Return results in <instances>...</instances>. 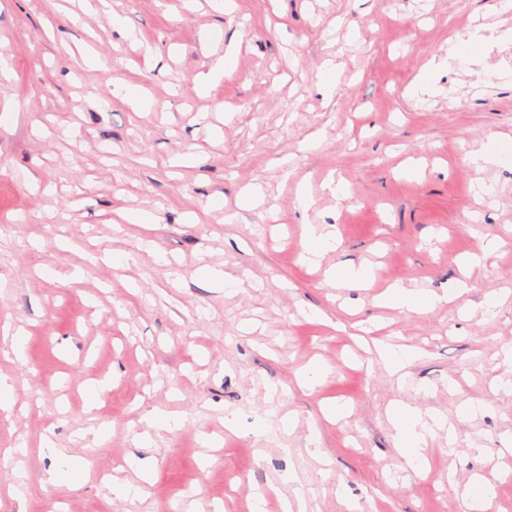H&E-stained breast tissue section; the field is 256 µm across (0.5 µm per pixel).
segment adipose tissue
Instances as JSON below:
<instances>
[{"mask_svg":"<svg viewBox=\"0 0 512 512\" xmlns=\"http://www.w3.org/2000/svg\"><path fill=\"white\" fill-rule=\"evenodd\" d=\"M468 288L467 282H458L455 288L449 289L447 297L444 298L451 301L458 299L467 292ZM444 298L396 285L387 289L381 301L384 305L406 313H422L433 310ZM390 419L408 465L415 473H423L428 465L429 441L436 427L440 425L439 419L435 415L405 405L395 406L391 411Z\"/></svg>","mask_w":512,"mask_h":512,"instance_id":"adipose-tissue-1","label":"adipose tissue"}]
</instances>
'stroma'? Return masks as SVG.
<instances>
[{
	"label": "stroma",
	"mask_w": 512,
	"mask_h": 512,
	"mask_svg": "<svg viewBox=\"0 0 512 512\" xmlns=\"http://www.w3.org/2000/svg\"><path fill=\"white\" fill-rule=\"evenodd\" d=\"M498 3L0 0L15 70L0 83V327L26 336L24 360L0 355L14 397L0 414V512H250L263 489L265 512H283L298 487L308 512H467L477 477L495 488L490 512H512V295L495 316L482 309L512 291V161L466 160L512 138V77L496 72L512 67L498 41L512 20ZM478 25L480 57L457 64L458 35ZM227 53L224 77L198 92ZM133 82L151 111L118 95ZM190 150L204 163L175 164ZM411 158L418 175L398 176ZM479 179L497 205L470 229ZM256 184L263 203L242 209ZM131 206L160 223L117 221ZM307 224L337 239L316 266ZM487 236L500 248L463 267ZM361 264L372 287L329 282ZM462 277L470 291L426 313L379 303L396 283L441 294ZM389 344L416 350L405 380L380 359ZM316 363L331 372L311 391L301 378ZM96 381L110 387L91 409ZM467 399L481 411L461 416ZM334 402L349 406L337 423L321 412ZM397 402L444 422L426 476L399 450ZM155 414L179 423L150 433ZM21 444V459L4 456ZM59 449L80 489L44 485ZM116 482L144 492L113 498Z\"/></svg>",
	"instance_id": "stroma-1"
}]
</instances>
